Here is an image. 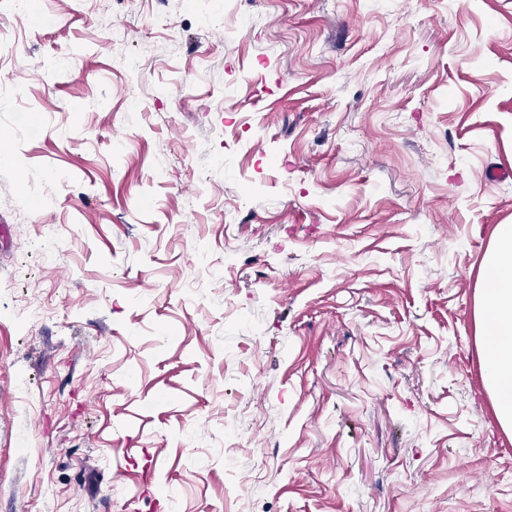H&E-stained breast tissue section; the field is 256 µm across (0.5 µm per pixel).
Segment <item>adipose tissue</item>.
Segmentation results:
<instances>
[{"label": "adipose tissue", "mask_w": 512, "mask_h": 512, "mask_svg": "<svg viewBox=\"0 0 512 512\" xmlns=\"http://www.w3.org/2000/svg\"><path fill=\"white\" fill-rule=\"evenodd\" d=\"M493 240L478 277L475 326L484 385L499 425L512 434V224L497 225Z\"/></svg>", "instance_id": "adipose-tissue-1"}]
</instances>
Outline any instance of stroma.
<instances>
[{"mask_svg":"<svg viewBox=\"0 0 512 512\" xmlns=\"http://www.w3.org/2000/svg\"><path fill=\"white\" fill-rule=\"evenodd\" d=\"M0 28V512H512L474 336L512 0Z\"/></svg>","mask_w":512,"mask_h":512,"instance_id":"35a3bbf8","label":"stroma"}]
</instances>
